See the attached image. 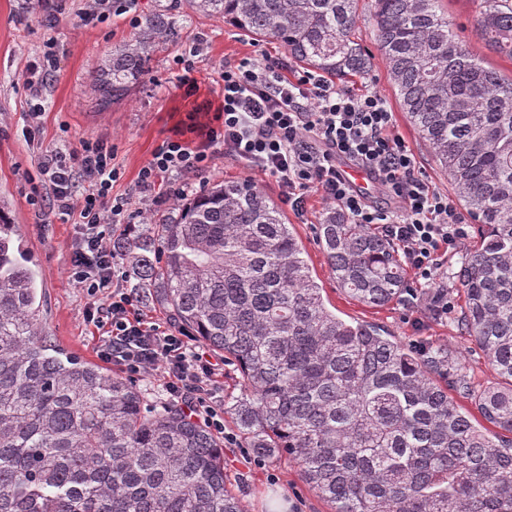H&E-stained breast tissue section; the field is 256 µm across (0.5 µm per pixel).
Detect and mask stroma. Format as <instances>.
Listing matches in <instances>:
<instances>
[{
  "label": "stroma",
  "instance_id": "obj_1",
  "mask_svg": "<svg viewBox=\"0 0 512 512\" xmlns=\"http://www.w3.org/2000/svg\"><path fill=\"white\" fill-rule=\"evenodd\" d=\"M23 3L24 0H0V201L4 202L35 264L44 336L56 348L95 364L99 361L96 349L100 334L86 320L90 298L69 279L76 232L73 220L57 215L41 217L37 207L30 203L28 178L35 172L38 156L54 146L64 133L74 141L82 137L107 138L123 172L112 192L118 196L128 194L154 148L172 128L185 121L192 107L191 100L177 87L181 69L174 59L181 53L184 42L196 37L204 40L203 52L194 60L195 76L204 92L224 62L245 56L257 58L264 52L280 54L284 48L276 40L245 35L225 24L223 18L189 14L183 23L181 42L160 49L150 62L148 78L134 83L122 100L103 111L90 89L93 67L99 58L128 41L135 32L134 27L126 17L116 15L96 25H77L74 13L80 6L79 0H63L64 11L50 30L43 23L44 7L27 10ZM445 8L456 33L475 52L483 54L492 67L504 76H512V61L486 52L478 39L473 0H445ZM369 11L368 0H359V31L372 64L366 74L351 79L350 84L357 89L374 90L386 100L398 131L430 184L441 192H449L447 177L400 109L374 41ZM50 38L58 46V72L43 92L44 134L33 142L24 134L28 106L23 81L28 65ZM325 209V201L313 194L307 201L305 216L291 212L287 218L305 249L313 276L322 284L331 305L344 318L376 324L404 344L447 345L460 359L462 372L474 387L495 384L497 377L484 352L458 330L455 319L435 321L425 311H411L400 302L367 307L351 300L338 288L312 229ZM224 431L230 436L224 444V471L246 512H267L268 498L273 493L280 497L283 512H330V505L308 487L294 464L256 457L236 438L232 420H225Z\"/></svg>",
  "mask_w": 512,
  "mask_h": 512
}]
</instances>
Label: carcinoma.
<instances>
[{"mask_svg": "<svg viewBox=\"0 0 512 512\" xmlns=\"http://www.w3.org/2000/svg\"><path fill=\"white\" fill-rule=\"evenodd\" d=\"M441 2L373 0L375 42L402 111L477 222L454 278L461 327L498 384L476 393L447 347L418 353L330 310L282 209L250 180L209 181L167 222L117 241L131 287L240 373L224 412L247 447L294 463L331 512H512V77L459 39ZM476 3L480 40L512 61V0ZM190 11L274 39L330 79L371 65L357 0H165L97 62L91 90L121 97ZM315 234L350 297L401 298L395 243L332 206ZM39 311L36 270L0 207V512H245L211 429L52 346Z\"/></svg>", "mask_w": 512, "mask_h": 512, "instance_id": "1", "label": "carcinoma"}]
</instances>
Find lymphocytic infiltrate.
I'll list each match as a JSON object with an SVG mask.
<instances>
[{
  "label": "lymphocytic infiltrate",
  "instance_id": "f902f5d3",
  "mask_svg": "<svg viewBox=\"0 0 512 512\" xmlns=\"http://www.w3.org/2000/svg\"><path fill=\"white\" fill-rule=\"evenodd\" d=\"M202 50L198 38L186 43L177 58L184 67L179 86L196 103L188 124L173 129L140 169L134 185L137 204L113 196L121 168L111 143L93 137L41 152L30 201L39 210L74 218L71 282L91 296L110 292L105 303L87 310L88 320L104 331L100 358L133 378L162 372L168 394L188 401L192 412L220 433L224 413L216 402L217 364L182 331L146 324L135 290L112 288L118 257L112 225H126L128 233H135L155 207L185 195L188 180L208 170L212 150L220 145L225 157L275 178L283 203L297 214H304L307 197L316 193L353 223L378 228L400 247L415 280L431 289L429 308L440 316L453 307L440 272L460 252L467 232L447 194L424 178L380 94L309 72L289 76L285 59L265 55L224 62L217 71L215 97L202 99L189 64ZM57 61V43L50 39L27 69L25 84L33 100L27 114L30 136L42 133L41 100ZM345 161L380 183L394 210L371 205L342 169Z\"/></svg>",
  "mask_w": 512,
  "mask_h": 512
}]
</instances>
